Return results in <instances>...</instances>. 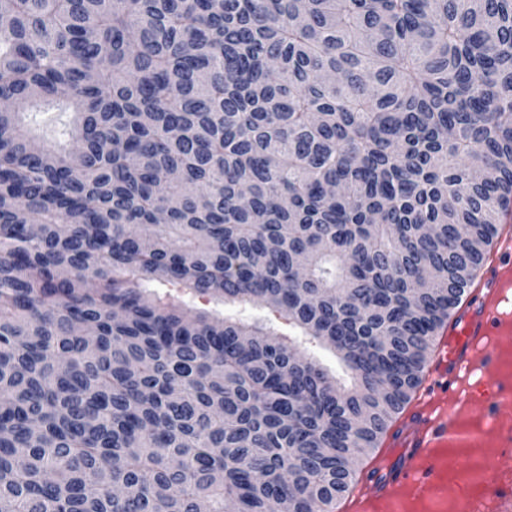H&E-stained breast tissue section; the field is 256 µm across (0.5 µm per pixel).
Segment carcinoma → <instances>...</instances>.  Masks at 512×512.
Instances as JSON below:
<instances>
[{
    "mask_svg": "<svg viewBox=\"0 0 512 512\" xmlns=\"http://www.w3.org/2000/svg\"><path fill=\"white\" fill-rule=\"evenodd\" d=\"M0 95V512H333L512 208V0H0ZM186 305L196 312H205L211 316L222 317L225 314H235L246 320H261L265 318V309L256 303L245 304L240 307L225 306L216 299L205 296H188L185 299Z\"/></svg>",
    "mask_w": 512,
    "mask_h": 512,
    "instance_id": "cac0c4a2",
    "label": "carcinoma"
}]
</instances>
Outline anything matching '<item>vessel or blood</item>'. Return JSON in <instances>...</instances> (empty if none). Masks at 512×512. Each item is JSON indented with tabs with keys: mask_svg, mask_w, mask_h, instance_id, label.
<instances>
[{
	"mask_svg": "<svg viewBox=\"0 0 512 512\" xmlns=\"http://www.w3.org/2000/svg\"><path fill=\"white\" fill-rule=\"evenodd\" d=\"M512 340V236H499L475 281L437 341L414 396V404L389 439L390 453L368 466L351 489L363 512H386L405 490L429 484L432 458L459 436V418L472 405L475 384H488L492 400L483 407L491 427L504 407L512 408V371L502 343Z\"/></svg>",
	"mask_w": 512,
	"mask_h": 512,
	"instance_id": "1",
	"label": "vessel or blood"
}]
</instances>
